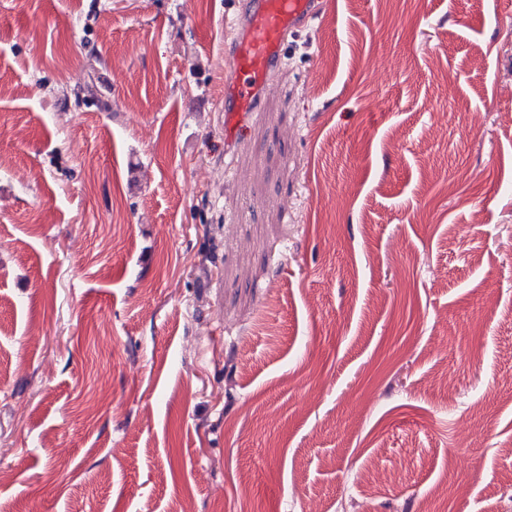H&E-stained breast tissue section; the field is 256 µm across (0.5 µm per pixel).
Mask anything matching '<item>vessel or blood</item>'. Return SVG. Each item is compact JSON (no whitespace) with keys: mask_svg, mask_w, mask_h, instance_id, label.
<instances>
[{"mask_svg":"<svg viewBox=\"0 0 512 512\" xmlns=\"http://www.w3.org/2000/svg\"><path fill=\"white\" fill-rule=\"evenodd\" d=\"M315 0H246L226 25L233 42L225 51L224 132L240 139L245 119L258 111L285 58L288 34L316 19Z\"/></svg>","mask_w":512,"mask_h":512,"instance_id":"b4317fda","label":"vessel or blood"}]
</instances>
